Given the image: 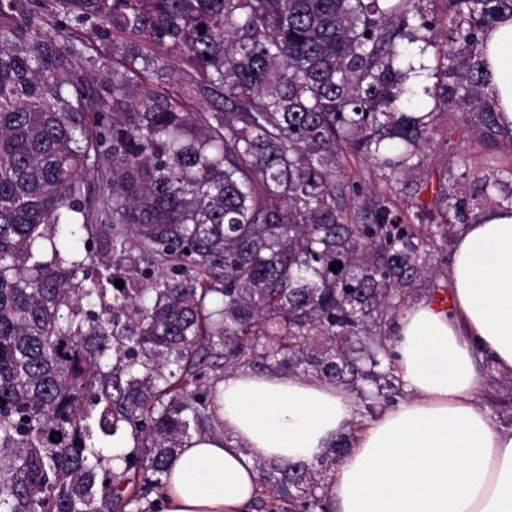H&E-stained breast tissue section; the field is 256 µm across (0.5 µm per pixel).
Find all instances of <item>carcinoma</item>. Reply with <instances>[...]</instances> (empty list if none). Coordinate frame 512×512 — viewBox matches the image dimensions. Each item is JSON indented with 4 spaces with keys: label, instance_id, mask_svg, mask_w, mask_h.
Returning <instances> with one entry per match:
<instances>
[{
    "label": "carcinoma",
    "instance_id": "obj_1",
    "mask_svg": "<svg viewBox=\"0 0 512 512\" xmlns=\"http://www.w3.org/2000/svg\"><path fill=\"white\" fill-rule=\"evenodd\" d=\"M48 1L59 27L41 26ZM417 2L0 0V512H117L142 500L129 486L162 489L184 441L215 430L210 357L380 394L388 318L432 280L429 248L454 225L363 204L343 163L408 173L446 108L500 133L482 45L512 15V0H448L442 45ZM87 25L135 42L102 93L65 44ZM417 41L435 60L422 115L402 108L413 67L399 68ZM160 49L200 73L213 111H188L189 89L132 93ZM450 165L455 222L490 188L512 204L511 166ZM60 226L83 247L62 255ZM121 430L136 444L112 455ZM347 447L318 469L261 465L260 482L325 512L317 490Z\"/></svg>",
    "mask_w": 512,
    "mask_h": 512
}]
</instances>
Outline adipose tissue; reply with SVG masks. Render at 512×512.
Returning <instances> with one entry per match:
<instances>
[{
    "label": "adipose tissue",
    "instance_id": "adipose-tissue-1",
    "mask_svg": "<svg viewBox=\"0 0 512 512\" xmlns=\"http://www.w3.org/2000/svg\"><path fill=\"white\" fill-rule=\"evenodd\" d=\"M484 62L510 132L512 17L488 29ZM448 277L447 309L423 300L394 319L406 402L365 418L357 397L327 381L228 371L216 386L219 429L180 449L162 512H256L261 464H311L343 437L330 512H512V427L477 399L487 373L512 377V208L462 227Z\"/></svg>",
    "mask_w": 512,
    "mask_h": 512
}]
</instances>
